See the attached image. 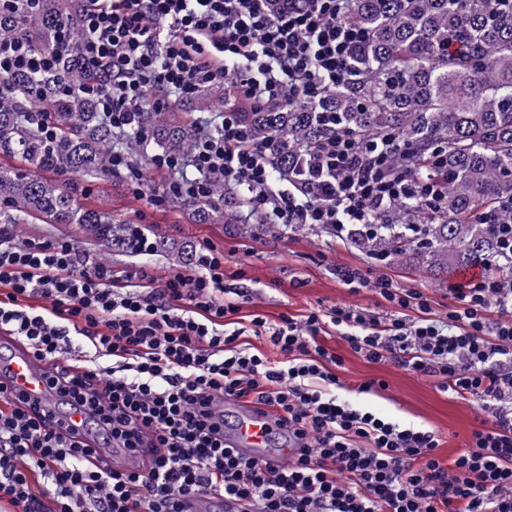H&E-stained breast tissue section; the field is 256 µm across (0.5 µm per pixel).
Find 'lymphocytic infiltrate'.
<instances>
[{
    "instance_id": "lymphocytic-infiltrate-1",
    "label": "lymphocytic infiltrate",
    "mask_w": 512,
    "mask_h": 512,
    "mask_svg": "<svg viewBox=\"0 0 512 512\" xmlns=\"http://www.w3.org/2000/svg\"><path fill=\"white\" fill-rule=\"evenodd\" d=\"M352 0H81L83 85L113 133L149 141L146 112H167L206 88L226 102L200 129L189 155L107 151L134 196L144 169L166 177L152 203L210 197L216 183L242 189L248 218L310 224L344 236H372L407 200L442 210L445 186L427 171L392 164L402 145L392 134L335 133L304 147L286 184L278 160L257 142L241 110L325 103L350 79L346 24ZM56 55L29 35L0 37V77L50 75ZM339 282L379 295L381 312L334 307L303 321L254 315L234 328L238 306L225 300L224 254L195 247L188 269L162 283L142 268L116 271L72 240L29 238L0 225V333L34 351L51 385L99 421L123 448H152L150 468L118 474L92 464L88 449L50 417L20 401L0 409V504L11 512H184L209 497L237 512H512V275L486 276L454 291L445 321L430 317L426 295L386 276L339 266ZM245 296L246 284L232 289ZM46 299L32 308L27 299ZM504 318L488 316L490 305ZM333 324L351 350L436 378L439 388L477 403L489 425L473 431L450 462L434 431L415 430L336 397L343 359L320 334ZM267 337L272 361L244 342ZM94 350L82 372L68 368L73 337ZM251 399L276 410L290 453L278 467L224 445V400ZM39 481L45 495L34 493Z\"/></svg>"
}]
</instances>
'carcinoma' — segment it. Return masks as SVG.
Returning <instances> with one entry per match:
<instances>
[{
	"mask_svg": "<svg viewBox=\"0 0 512 512\" xmlns=\"http://www.w3.org/2000/svg\"><path fill=\"white\" fill-rule=\"evenodd\" d=\"M39 49L54 46L56 30L71 36L51 77L29 84L50 106L57 139L46 146L26 115L20 94L0 95V151L19 152L38 170L63 175H98L108 170L105 148L112 128L93 99L79 86L93 80L81 66L82 35L58 0H40L33 16L0 15V36L31 31ZM346 20L365 40L354 52L355 77L336 89L327 105L340 112L338 129L354 135L400 136L402 156L417 168L446 175L445 210L423 224H402L421 216L408 203L391 223L364 245L375 256L398 258L416 244L427 271L451 275L481 266L495 252V231L480 215L512 201V0H352ZM312 106L273 105L267 112H244L257 139L274 140L287 176L301 147L328 133L313 118ZM172 112H147L146 125L170 152L185 154L196 128L177 124ZM7 202L1 224H21L30 216L82 224L110 246L130 241L99 211L82 205L78 188L36 175L0 169V199Z\"/></svg>",
	"mask_w": 512,
	"mask_h": 512,
	"instance_id": "obj_1",
	"label": "carcinoma"
}]
</instances>
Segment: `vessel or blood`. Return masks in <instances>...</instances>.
I'll return each instance as SVG.
<instances>
[{
    "instance_id": "obj_1",
    "label": "vessel or blood",
    "mask_w": 512,
    "mask_h": 512,
    "mask_svg": "<svg viewBox=\"0 0 512 512\" xmlns=\"http://www.w3.org/2000/svg\"><path fill=\"white\" fill-rule=\"evenodd\" d=\"M0 381L7 384L11 396L23 398L31 406L49 407L65 417L79 428L91 450L104 446V433L96 422L70 406L66 397L52 393L45 364L28 348L0 339ZM238 407L233 425L224 433L225 444L234 453L273 464L287 458V449L274 444L279 429L267 408L245 401L239 402ZM142 461L141 454L124 448L113 449L106 459L109 467L125 474L140 472Z\"/></svg>"
}]
</instances>
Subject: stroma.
Instances as JSON below:
<instances>
[{"instance_id":"stroma-1","label":"stroma","mask_w":512,"mask_h":512,"mask_svg":"<svg viewBox=\"0 0 512 512\" xmlns=\"http://www.w3.org/2000/svg\"><path fill=\"white\" fill-rule=\"evenodd\" d=\"M87 207L101 211L116 224H140L155 242L152 254L122 251L88 234L80 224H56L38 219L16 225L18 239L68 238L100 260L119 269L145 268L155 279H163L178 268L174 256L192 252L199 243L211 242L224 253L228 283L244 273L248 298L239 303V317L262 314L270 320L287 315L302 319L310 310H329L346 305L378 312L382 299L370 289L353 293L341 284L333 270L338 266L356 267L384 274L398 287L416 288L428 298L433 318H444L454 299L451 291L464 286L463 274L447 276L419 267L413 252L381 262L358 244L338 239L325 228L307 224L244 223L238 195L224 193L217 206L220 217L208 219L190 207L172 201L166 206L152 204L150 197L161 192L162 182L145 178V194L132 195L124 175L84 176L79 180ZM324 344L343 359L337 374L343 384L340 398L357 406L379 411L401 426L438 433L441 456L463 447L473 430L482 428L483 417L470 400L439 389L434 378L410 373L392 364H372L348 347L334 326H327ZM385 381L386 389L359 393L365 381Z\"/></svg>"}]
</instances>
